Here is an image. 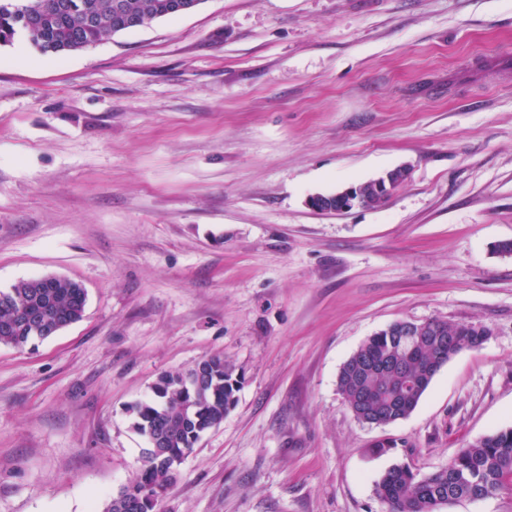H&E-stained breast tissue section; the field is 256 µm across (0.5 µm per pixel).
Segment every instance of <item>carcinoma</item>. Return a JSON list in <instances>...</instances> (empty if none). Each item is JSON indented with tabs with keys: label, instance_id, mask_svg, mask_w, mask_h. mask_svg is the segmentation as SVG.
Here are the masks:
<instances>
[{
	"label": "carcinoma",
	"instance_id": "obj_1",
	"mask_svg": "<svg viewBox=\"0 0 512 512\" xmlns=\"http://www.w3.org/2000/svg\"><path fill=\"white\" fill-rule=\"evenodd\" d=\"M0 0V46L23 34L32 46L47 54H66L92 46L118 32L126 14L153 23L162 19L169 0ZM94 15L92 27L82 28L83 15ZM85 289L70 279L48 284L42 278L21 280L0 291V345L21 347L47 338L46 321L60 326L80 321ZM16 323L10 334L3 325ZM434 328L402 341L392 327L368 337L341 366L337 388L345 402L362 404L364 417L379 425L405 418L417 407L451 355L481 345L486 337L463 325L433 322ZM397 362L414 379L409 388L397 370L382 371V359ZM208 379L192 387L186 372H163L152 386V397L130 408L134 428L148 442L142 449L138 474L107 503L104 512H154L170 489L177 468L201 437L221 425L235 406L241 377L221 356L203 360ZM487 496L512 493V427L462 446L448 466L420 475L408 465H395L375 484V494L389 512H439L451 500L467 497L473 487Z\"/></svg>",
	"mask_w": 512,
	"mask_h": 512
}]
</instances>
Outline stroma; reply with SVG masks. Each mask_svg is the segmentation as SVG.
Returning a JSON list of instances; mask_svg holds the SVG:
<instances>
[{"mask_svg":"<svg viewBox=\"0 0 512 512\" xmlns=\"http://www.w3.org/2000/svg\"><path fill=\"white\" fill-rule=\"evenodd\" d=\"M400 166L381 207L307 200ZM512 0H205L44 54L0 47V290L58 275L84 317L0 345V512H103L130 404L224 356L235 407L156 512H387L512 427ZM481 325L415 410L358 422L341 365L389 324Z\"/></svg>","mask_w":512,"mask_h":512,"instance_id":"1","label":"stroma"}]
</instances>
